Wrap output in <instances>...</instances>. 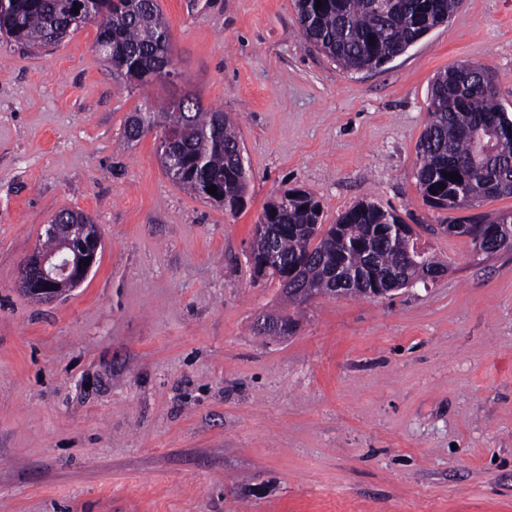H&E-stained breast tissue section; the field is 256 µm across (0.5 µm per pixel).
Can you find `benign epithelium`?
I'll return each mask as SVG.
<instances>
[{
	"mask_svg": "<svg viewBox=\"0 0 512 512\" xmlns=\"http://www.w3.org/2000/svg\"><path fill=\"white\" fill-rule=\"evenodd\" d=\"M44 236L54 249H34L22 260L18 276V287L41 302L57 300L78 287L96 265L102 247L99 225L91 222L62 224L55 218L44 225Z\"/></svg>",
	"mask_w": 512,
	"mask_h": 512,
	"instance_id": "7a95c632",
	"label": "benign epithelium"
}]
</instances>
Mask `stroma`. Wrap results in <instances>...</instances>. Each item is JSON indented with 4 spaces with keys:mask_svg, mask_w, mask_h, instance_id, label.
Returning a JSON list of instances; mask_svg holds the SVG:
<instances>
[{
    "mask_svg": "<svg viewBox=\"0 0 512 512\" xmlns=\"http://www.w3.org/2000/svg\"><path fill=\"white\" fill-rule=\"evenodd\" d=\"M158 2L166 84L115 74L92 22L41 47L0 35V512H512V253L448 234L416 180L436 73L489 67L512 113V0H462L349 73L304 44L294 0ZM186 95L239 126L238 213L170 179L158 132L123 138ZM290 188L326 225L394 208L446 273L257 334L284 296L252 278V227ZM63 209L103 248L38 303L18 265Z\"/></svg>",
    "mask_w": 512,
    "mask_h": 512,
    "instance_id": "obj_1",
    "label": "stroma"
}]
</instances>
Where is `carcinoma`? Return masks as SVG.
I'll return each mask as SVG.
<instances>
[{
    "instance_id": "cac0c4a2",
    "label": "carcinoma",
    "mask_w": 512,
    "mask_h": 512,
    "mask_svg": "<svg viewBox=\"0 0 512 512\" xmlns=\"http://www.w3.org/2000/svg\"><path fill=\"white\" fill-rule=\"evenodd\" d=\"M76 0H4L0 2V32L15 41L39 47L59 42L78 27ZM295 0L300 33L305 41L346 72L377 69L446 23L461 0ZM93 22L98 38H112L110 63L115 73L149 84L150 73L171 56L168 28L157 0H120L113 8H100ZM492 71L466 72L453 67L436 76L431 88L429 121L417 143L416 178L423 200L434 209L454 211L459 183L467 180L472 202L512 195V115L498 100ZM144 130L157 126L173 136L171 154L178 174L165 169L175 184L187 192L213 200L206 188L215 186L222 199L216 203L235 213L246 203L248 172L241 166V139L229 117L203 108L195 100L184 108L142 112ZM131 115L124 128L130 141L140 136ZM497 132L494 151L478 169L474 159L480 136ZM269 224L260 238H253L254 275L278 281L285 296L305 288H331L332 272L342 268L351 296L378 282L443 272V265L420 251L421 266L407 261L404 246L385 234L402 219L392 208L363 200L345 211L336 223L322 228L320 203L304 189H289L269 202L261 214ZM451 235L467 236L475 249L484 248L485 237L512 240V213L492 219L458 217L447 225ZM288 261V270L265 273L260 259L267 243Z\"/></svg>"
}]
</instances>
